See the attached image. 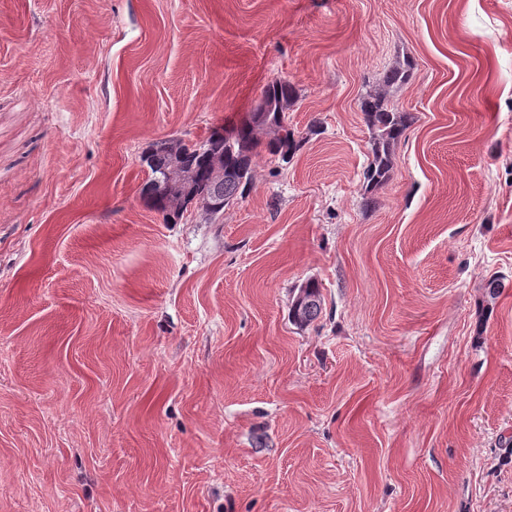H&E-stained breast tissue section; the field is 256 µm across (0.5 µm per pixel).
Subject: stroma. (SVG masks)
<instances>
[{"label": "stroma", "instance_id": "35a3bbf8", "mask_svg": "<svg viewBox=\"0 0 512 512\" xmlns=\"http://www.w3.org/2000/svg\"><path fill=\"white\" fill-rule=\"evenodd\" d=\"M277 78L301 150L167 223L143 147ZM0 512H512V0H0ZM361 111L371 131L370 159L363 172L365 193H372L388 179L392 169L393 151L404 135L407 117L390 106L382 93L369 94L361 101ZM299 288V292L302 291L304 293L305 305L299 313H296L292 304L289 317L291 316L293 322L300 326L310 325L314 323L322 313V293L319 284L312 279L307 280Z\"/></svg>", "mask_w": 512, "mask_h": 512}]
</instances>
